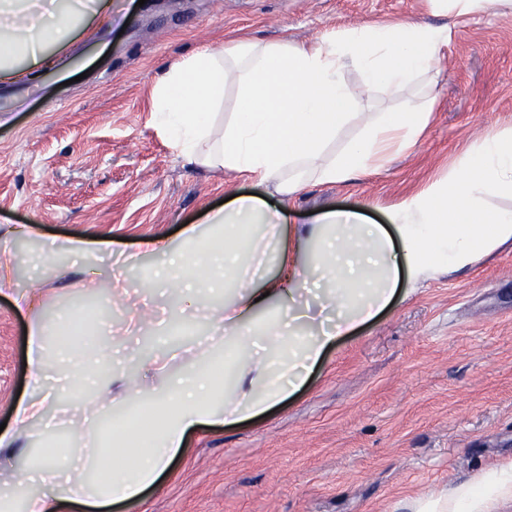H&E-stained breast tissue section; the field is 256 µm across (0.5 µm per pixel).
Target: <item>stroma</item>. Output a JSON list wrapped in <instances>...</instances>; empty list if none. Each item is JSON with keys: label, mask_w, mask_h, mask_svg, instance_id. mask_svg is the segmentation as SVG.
<instances>
[{"label": "stroma", "mask_w": 512, "mask_h": 512, "mask_svg": "<svg viewBox=\"0 0 512 512\" xmlns=\"http://www.w3.org/2000/svg\"><path fill=\"white\" fill-rule=\"evenodd\" d=\"M122 25L85 33L61 71L38 86L0 85V255L13 285L46 284L51 322L84 298L120 296L155 312L137 289L163 259L119 270L74 255L72 239L133 254L175 243L221 200L278 196L244 173L186 163L151 123L153 93L172 64L233 38L300 45L332 30L411 19L452 30L417 149L382 169L309 185L294 217L356 208L386 223L404 199L452 168L468 144L512 126V12L438 13L430 0H120ZM33 224L17 239L11 229ZM28 317L0 296V423L28 384ZM163 348L118 326L114 366L135 370ZM512 463V249L400 296L373 324L331 348L309 382L269 412L191 432L142 499L100 512H412L423 496Z\"/></svg>", "instance_id": "obj_1"}]
</instances>
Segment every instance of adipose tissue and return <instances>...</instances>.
<instances>
[{
  "mask_svg": "<svg viewBox=\"0 0 512 512\" xmlns=\"http://www.w3.org/2000/svg\"><path fill=\"white\" fill-rule=\"evenodd\" d=\"M118 0H0V83L35 82L56 71L59 55L90 25L111 26ZM451 38L448 26L394 20L333 31L305 47L288 42L234 40L174 64L154 89V122L189 162L248 173L289 199L309 183H342L379 170L419 142L432 95L375 112L337 153L329 145L356 117L363 100L393 98L425 82ZM360 73L359 91L345 81ZM238 89V110L223 127L214 115L224 88ZM512 196V127L467 147L444 177L406 198L386 224H367L355 209L327 210L304 224L287 210L239 195L182 232L178 247L146 241L147 253L168 256L165 284L176 295L167 319L176 329L186 310L209 331L196 358L160 344L175 366L164 382L109 365L110 342L89 349L74 317L53 324L35 318L36 291L13 289L10 261L0 258V294L30 313L29 393L14 408V426L0 432V457L19 468L0 480V512H54L65 502L104 506L138 498L154 486L204 424L260 416L309 381L340 337L373 322L400 290L466 271L494 251L512 247V208L489 210ZM275 271H268V263ZM54 337L56 355L44 342ZM71 388L109 375L110 405L139 406L131 428L117 415L98 422L84 454V437L70 421L66 441L26 448L25 428L46 423L54 395L49 372ZM71 457L61 470V457ZM512 496V464L478 482L416 501L413 512H484L490 500Z\"/></svg>",
  "mask_w": 512,
  "mask_h": 512,
  "instance_id": "1",
  "label": "adipose tissue"
}]
</instances>
